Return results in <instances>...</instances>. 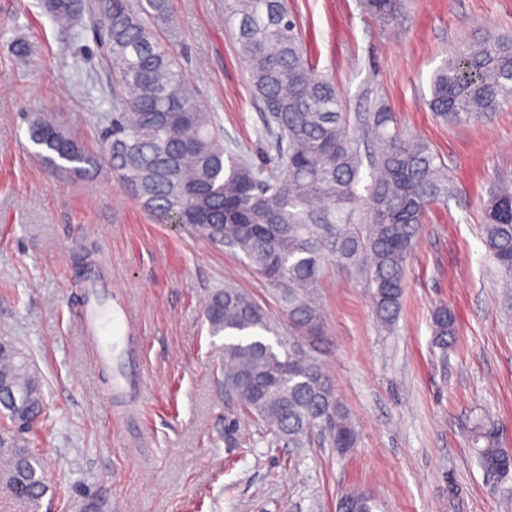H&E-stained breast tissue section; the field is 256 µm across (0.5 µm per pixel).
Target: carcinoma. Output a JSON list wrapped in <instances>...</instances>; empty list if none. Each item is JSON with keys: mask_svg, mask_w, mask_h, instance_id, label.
<instances>
[{"mask_svg": "<svg viewBox=\"0 0 512 512\" xmlns=\"http://www.w3.org/2000/svg\"><path fill=\"white\" fill-rule=\"evenodd\" d=\"M50 19L74 27L88 16L101 27L100 66L112 112L99 139L112 173L153 216L181 224L214 245L229 244L279 291L295 329L319 328L315 291L325 262L359 267L373 288L381 326L395 325L405 288V262L427 208L455 193L430 146L403 133L382 103L369 112L368 235L352 222L362 156L349 135L333 79L316 71L286 0H226L225 21L253 94L267 112L280 171L270 174L224 149L214 115L204 108L169 46L157 38L168 0H42ZM512 102V36L459 48L432 73L426 104L448 125L497 112ZM28 138L50 165L87 175L98 155L55 124L36 118ZM485 245L512 288V182L494 186L484 209ZM210 335H224L218 367L224 393L270 443L304 448L316 430L345 452L357 431L318 360L297 339L279 351L268 336L277 325L249 294L228 283L204 309ZM434 344L448 352L456 317L432 315ZM43 377L28 351L0 336V481L36 504L47 490L41 460L25 436L45 416ZM481 464L501 451L497 428L480 423ZM372 500L346 492L336 512H373Z\"/></svg>", "mask_w": 512, "mask_h": 512, "instance_id": "cac0c4a2", "label": "carcinoma"}]
</instances>
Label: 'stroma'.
I'll list each match as a JSON object with an SVG mask.
<instances>
[{
	"instance_id": "35a3bbf8",
	"label": "stroma",
	"mask_w": 512,
	"mask_h": 512,
	"mask_svg": "<svg viewBox=\"0 0 512 512\" xmlns=\"http://www.w3.org/2000/svg\"><path fill=\"white\" fill-rule=\"evenodd\" d=\"M312 61L335 76L350 128L367 142L374 101L428 142L460 190L433 205L406 263L395 326L382 328L356 267L328 263L321 325L303 336L357 431L341 453L312 437L304 448L269 445L216 383L224 339L204 308L234 283L294 329L277 291L239 252L158 222L108 164L87 176L46 165L27 121L42 117L98 150L106 110L92 27L57 28L39 0H0V325L43 374L48 414L34 451L48 490L39 509L0 482V512H336L348 491L376 512H512V472L487 473L474 453L478 421L494 423L512 454V310L483 240L493 186L512 180V104L456 126L425 105L429 78L458 46L512 35V0H401L388 19L362 0H288ZM171 49L225 147L276 172L266 114L250 89L224 0H169ZM30 46L26 58L15 39ZM136 312L145 345L144 407L151 447L130 445L100 395L110 371L93 364L81 336L86 271ZM448 306L456 340L433 344L431 315ZM250 436L242 453L226 420Z\"/></svg>"
}]
</instances>
